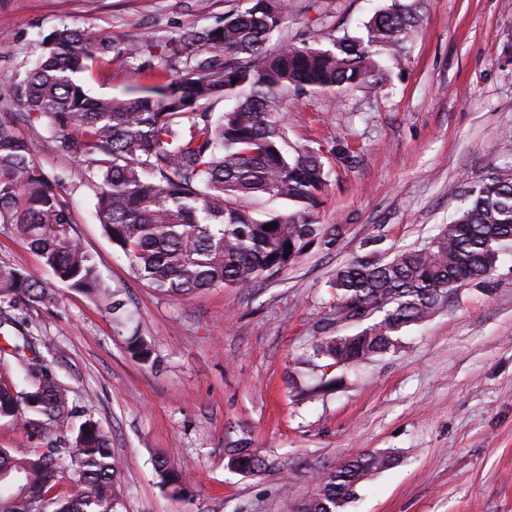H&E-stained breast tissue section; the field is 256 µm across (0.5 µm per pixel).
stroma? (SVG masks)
Returning a JSON list of instances; mask_svg holds the SVG:
<instances>
[{"label": "stroma", "mask_w": 512, "mask_h": 512, "mask_svg": "<svg viewBox=\"0 0 512 512\" xmlns=\"http://www.w3.org/2000/svg\"><path fill=\"white\" fill-rule=\"evenodd\" d=\"M289 31L327 41L361 30L390 0H289ZM228 0H0V83L23 78L42 40L68 25L127 47L215 24ZM404 69L379 90L293 101L295 147L325 152L327 187L316 218L326 231L277 275L250 287L186 297L136 280L105 235L79 161L55 152L43 125L26 127L37 159L69 176L76 234L112 290L122 294L154 364L113 332L103 303L55 285L58 304L22 313L39 351L75 407L57 437L86 418L112 435L126 512H291L311 495L312 471L366 451L398 464L359 485L345 512H512V247L484 283L462 284L398 350L345 372L307 398L291 386L295 362L333 324L337 269L357 257L391 259L426 246L462 205V193L512 162V0H419ZM89 95L149 84L138 59L79 74ZM348 145L350 160L332 155ZM0 266L39 276V256L0 224ZM249 439L301 475L253 476L227 466L232 441ZM167 458L190 496L158 485Z\"/></svg>", "instance_id": "1"}]
</instances>
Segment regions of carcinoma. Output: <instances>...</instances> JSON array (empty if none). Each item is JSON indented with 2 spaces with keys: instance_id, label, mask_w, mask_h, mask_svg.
Returning <instances> with one entry per match:
<instances>
[{
  "instance_id": "obj_1",
  "label": "carcinoma",
  "mask_w": 512,
  "mask_h": 512,
  "mask_svg": "<svg viewBox=\"0 0 512 512\" xmlns=\"http://www.w3.org/2000/svg\"><path fill=\"white\" fill-rule=\"evenodd\" d=\"M287 22L288 0H237L215 26L128 48L64 26L45 38L38 65L23 80L0 85V223L57 282L105 303L114 333L141 362L151 360V345L129 330L132 313L77 240L68 177L44 169L21 127L46 124L55 150L83 164L80 182L95 199L106 236L148 287L183 296L254 285L323 236L316 220L327 177L323 149L289 144L288 106L351 88H381L383 56L401 60L417 15L412 5L392 0L362 36L332 34L323 45L298 32L271 48ZM119 57L142 59L159 80L123 96H90L76 74ZM220 99L235 105L212 111ZM433 242L385 263L357 259L336 271L334 319L352 312L380 318L353 335L321 337L299 361L304 377L316 379L306 391L336 383L329 374L338 365L390 352L399 333L432 316L454 288L491 274L500 252L512 246V167L472 187ZM55 303L47 283L0 266V324L16 323L9 309L20 304L49 309ZM0 352L12 358L19 377L17 384L0 385V419H23L46 440L34 452L0 448V512H125L112 436L90 417L70 438L50 439L73 411L69 391L33 336L24 333ZM226 455L246 476L281 469L243 438ZM396 461L376 451L339 461L318 473L316 492L297 512H345L357 486ZM155 473L171 497L188 496L164 460L155 461Z\"/></svg>"
}]
</instances>
